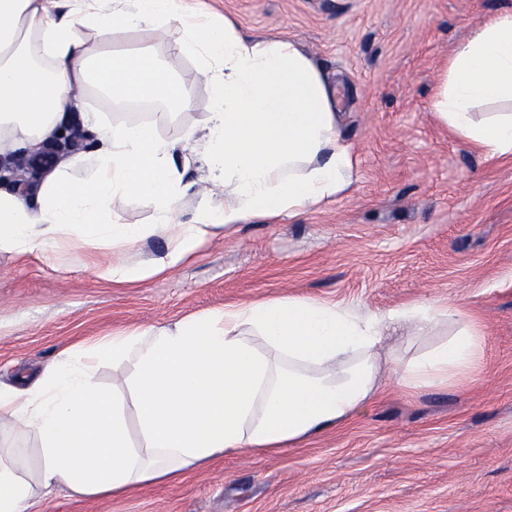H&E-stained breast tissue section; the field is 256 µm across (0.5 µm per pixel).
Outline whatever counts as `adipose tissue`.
I'll return each mask as SVG.
<instances>
[{
	"label": "adipose tissue",
	"mask_w": 512,
	"mask_h": 512,
	"mask_svg": "<svg viewBox=\"0 0 512 512\" xmlns=\"http://www.w3.org/2000/svg\"><path fill=\"white\" fill-rule=\"evenodd\" d=\"M181 3L0 0V148L34 150L92 87L116 107L189 109L192 87L163 63L167 52L186 56L211 90L199 161L223 183V204L200 201L191 220L177 221L194 183L176 144L150 124L96 119L91 156L45 174L31 197L0 192V250L78 242L126 251L167 233L149 266L97 267L103 279L137 281L177 267L220 229L294 217L352 187L356 160L335 92L298 42L250 35L234 17L206 20ZM142 29L157 44L117 49L121 35ZM430 110L473 148L512 157V11L456 45ZM85 166L89 177L76 179ZM126 196L153 203L152 224L113 219L112 201ZM483 347L477 318L453 305L376 312L280 295L65 349L34 377L0 385V512H29L60 485L85 498L126 494L227 454L279 452L346 425L385 391L386 375L408 390L449 385L479 368ZM106 362L127 395L97 380Z\"/></svg>",
	"instance_id": "adipose-tissue-1"
}]
</instances>
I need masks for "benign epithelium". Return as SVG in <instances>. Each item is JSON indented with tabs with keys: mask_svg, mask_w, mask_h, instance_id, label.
Returning <instances> with one entry per match:
<instances>
[{
	"mask_svg": "<svg viewBox=\"0 0 512 512\" xmlns=\"http://www.w3.org/2000/svg\"><path fill=\"white\" fill-rule=\"evenodd\" d=\"M88 136L77 122L66 126L36 150L3 159L0 157V185L29 192L61 153H78L87 148Z\"/></svg>",
	"mask_w": 512,
	"mask_h": 512,
	"instance_id": "7a95c632",
	"label": "benign epithelium"
}]
</instances>
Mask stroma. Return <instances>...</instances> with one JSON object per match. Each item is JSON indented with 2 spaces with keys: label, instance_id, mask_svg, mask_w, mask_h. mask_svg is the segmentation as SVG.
I'll list each match as a JSON object with an SVG mask.
<instances>
[{
  "label": "stroma",
  "instance_id": "1",
  "mask_svg": "<svg viewBox=\"0 0 512 512\" xmlns=\"http://www.w3.org/2000/svg\"><path fill=\"white\" fill-rule=\"evenodd\" d=\"M247 33L294 37L336 91L357 151L340 200L220 232L176 270L114 283L112 253L80 244L0 251V381L38 373L72 344L288 294L385 311L410 302L475 312L478 371L440 389L391 385L347 425L275 454L225 455L178 480L95 499L54 489L32 512H512V160L464 143L433 116L454 47L512 0H187ZM195 103L155 121L166 140L201 127L209 86L166 57ZM148 236L116 258L147 263Z\"/></svg>",
  "mask_w": 512,
  "mask_h": 512
}]
</instances>
